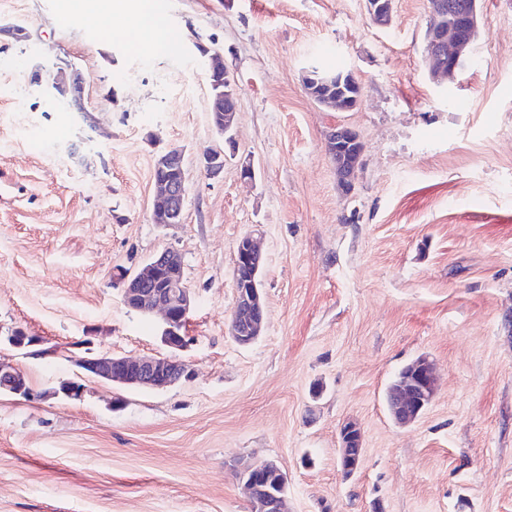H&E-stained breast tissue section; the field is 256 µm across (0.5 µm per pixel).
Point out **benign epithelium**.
<instances>
[{
	"label": "benign epithelium",
	"mask_w": 512,
	"mask_h": 512,
	"mask_svg": "<svg viewBox=\"0 0 512 512\" xmlns=\"http://www.w3.org/2000/svg\"><path fill=\"white\" fill-rule=\"evenodd\" d=\"M366 8L375 25L385 27L390 24L393 0H386L383 4L366 0ZM428 27L430 33L426 49L430 72L435 78L450 77L459 70L461 63L472 56L478 28L477 0H428ZM53 88L58 93L70 95L69 106L73 111H87L79 75H73L72 81L68 82L66 72L62 71L53 78ZM236 111L237 94L229 98L220 93L210 95L209 112L218 134L223 136L232 128ZM327 150L336 164L338 185L347 194L353 187L363 143L353 129L338 126L327 135ZM201 166L209 176L220 174L224 171V150L205 151ZM154 181L157 200L153 220L166 225L181 223L186 183L182 149L173 147L157 157ZM262 272L263 254L258 241L253 234H245L236 247L234 327L230 331L232 340L240 346L253 344L263 332L264 305L258 288ZM122 280L126 306L140 314L161 313L164 319L163 343L176 350L185 347L187 336L182 328L189 319L194 300L184 281L181 254L174 249H165L136 272L124 275ZM8 342L15 348L27 349L40 345L42 340L15 327L8 336ZM74 363L89 377L127 388L175 385L189 374L187 365L174 357L128 358L98 354L77 358ZM436 385L433 364L426 358L415 360L407 375L389 391L388 406L394 419L400 424L415 422L433 398ZM2 390L28 398L33 396L23 375L0 363ZM361 453L360 429L349 422L341 435L339 464L342 475H354ZM235 468L248 491L252 512H286L288 478L277 461L242 458L235 463ZM271 473L278 476L273 485L264 482Z\"/></svg>",
	"instance_id": "obj_1"
}]
</instances>
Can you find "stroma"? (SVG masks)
Listing matches in <instances>:
<instances>
[{
    "label": "stroma",
    "mask_w": 512,
    "mask_h": 512,
    "mask_svg": "<svg viewBox=\"0 0 512 512\" xmlns=\"http://www.w3.org/2000/svg\"><path fill=\"white\" fill-rule=\"evenodd\" d=\"M69 2L0 0V362L37 393L0 392V512H251L238 457L278 461L289 512H512V0H479L473 60L445 84L424 62L426 0H395L386 27L365 0H161L167 40L148 50L102 40ZM215 52L238 93L230 150L207 112ZM339 65L363 88L349 112L304 87ZM62 67L86 112L52 89ZM337 126L364 144L346 195L324 146ZM172 147L183 216L157 224ZM250 232L266 327L242 347ZM167 248L195 295L176 352L116 279ZM18 326L71 360L12 347ZM89 353L173 354L191 377L118 388L75 365ZM422 356L437 389L401 425L386 394ZM348 422L363 453L346 478ZM170 173L175 175L171 176ZM154 181L158 193L153 208L154 223H181L186 183L185 155L182 149L173 147L157 157ZM263 272V254L255 236L243 235L236 247L234 281L235 301L232 309L230 331L232 340L239 346H249L262 335L264 305L258 278ZM233 319V321H232Z\"/></svg>",
    "instance_id": "35a3bbf8"
}]
</instances>
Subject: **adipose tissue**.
Segmentation results:
<instances>
[{
    "mask_svg": "<svg viewBox=\"0 0 512 512\" xmlns=\"http://www.w3.org/2000/svg\"><path fill=\"white\" fill-rule=\"evenodd\" d=\"M82 18L91 26H100L102 19L116 15L132 19L122 35L133 44H141L142 32H149L153 41H160L162 31L147 9L146 0H79Z\"/></svg>",
    "mask_w": 512,
    "mask_h": 512,
    "instance_id": "obj_1",
    "label": "adipose tissue"
}]
</instances>
